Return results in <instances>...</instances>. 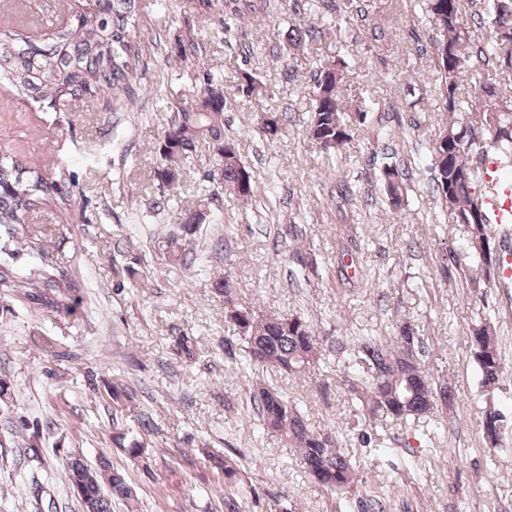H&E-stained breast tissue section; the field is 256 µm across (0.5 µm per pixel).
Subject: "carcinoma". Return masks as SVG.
I'll return each instance as SVG.
<instances>
[{
    "instance_id": "carcinoma-1",
    "label": "carcinoma",
    "mask_w": 512,
    "mask_h": 512,
    "mask_svg": "<svg viewBox=\"0 0 512 512\" xmlns=\"http://www.w3.org/2000/svg\"><path fill=\"white\" fill-rule=\"evenodd\" d=\"M192 2L201 16L219 5L224 15L239 19L268 14L275 7L273 0ZM309 6L316 15L306 29L312 35L318 31L316 21L332 14L337 5L333 0H311ZM426 9L439 29V37L432 42L434 72L427 93L448 113V122L432 142L431 194L449 223L462 224L468 230L460 258L480 268V276L470 277L468 286L482 300L484 291L498 281L504 248L495 243L478 159L492 155L504 170L512 171V97L504 94L501 86L503 80L512 81V0H426ZM137 10V0H97L95 11L77 15L44 46L20 39L0 26V85H11L56 112L86 97L112 112L123 109L132 100L136 65L154 42L151 34L138 32ZM198 52L193 35L178 38L177 59L187 62L198 57ZM344 69L339 60L313 72V104L305 129L316 149L326 155L349 148L355 131L368 118V110L343 104ZM468 71L480 75L470 107L459 94V78ZM193 80L185 104L174 106L168 126L154 146L157 177L169 187L180 184L185 176L181 160L205 141L212 145L215 166L222 169L224 190L247 200L257 190L258 177L242 162L238 139L225 128L223 87L209 71L193 75ZM284 121L283 115L268 113L255 134L272 141ZM379 176L391 208H400L413 172L405 165L385 162ZM77 188L76 173L57 158L32 167L19 152L0 149V226L24 224L35 210H65ZM214 196L213 191L204 194L194 208L175 214L180 230L165 237L168 264L192 266L183 238L205 223ZM25 245L40 257V268L32 277L20 280L0 268V288H31L30 299L54 317L77 316L83 286L52 258L41 232L27 235ZM214 290L224 299L225 326L235 332L234 340L225 341L224 353L240 356L246 369L262 366L294 378L314 373L329 357H336L343 362V372L358 374L344 386L368 418V429L379 417L402 424L434 416L454 397L447 383L427 371L423 341L408 321L397 323L395 336L387 341L362 336L350 344L347 337L338 336L325 344L304 316L266 315L241 301L226 277L215 281ZM493 328L492 314L486 309L477 313L468 328L471 355L487 390L499 385L503 365ZM193 346L188 334L175 336L173 347L178 355L192 357ZM252 399L263 429L299 450L303 468L314 484L347 495L350 512H387L386 497L360 492L358 473L344 451L342 431L314 429L297 403L274 388L260 386ZM482 430L486 444L502 446L504 413L490 406L483 415ZM218 466L225 487L243 488L233 458L224 456ZM65 472L69 483L81 486L85 512H111V497L128 499L133 495L124 472L106 464L98 473L73 456L65 463Z\"/></svg>"
}]
</instances>
